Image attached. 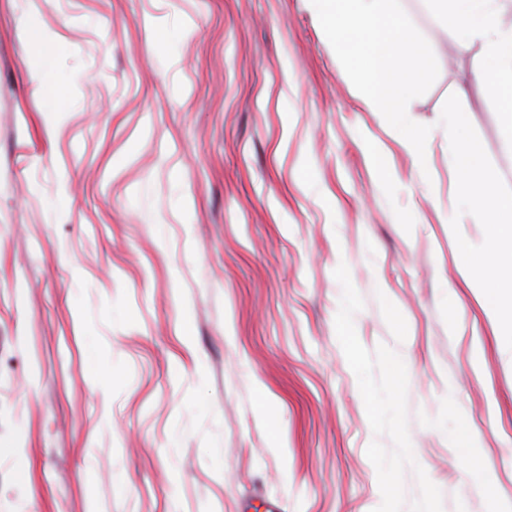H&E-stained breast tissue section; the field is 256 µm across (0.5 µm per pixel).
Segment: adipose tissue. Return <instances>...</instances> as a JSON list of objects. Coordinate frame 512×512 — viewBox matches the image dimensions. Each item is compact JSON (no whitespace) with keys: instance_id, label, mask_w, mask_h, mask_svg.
Returning <instances> with one entry per match:
<instances>
[{"instance_id":"adipose-tissue-1","label":"adipose tissue","mask_w":512,"mask_h":512,"mask_svg":"<svg viewBox=\"0 0 512 512\" xmlns=\"http://www.w3.org/2000/svg\"><path fill=\"white\" fill-rule=\"evenodd\" d=\"M426 7L449 26L463 28L467 44H479L476 78L497 101L503 127L512 136V25L500 22L512 10V0H427ZM448 136L460 159L458 175L470 209L491 226L496 244L495 261L479 284L480 298L497 324L512 332V300L502 291L512 284V200L502 197L482 145L466 136L453 114Z\"/></svg>"}]
</instances>
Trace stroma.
<instances>
[{
	"instance_id": "1",
	"label": "stroma",
	"mask_w": 512,
	"mask_h": 512,
	"mask_svg": "<svg viewBox=\"0 0 512 512\" xmlns=\"http://www.w3.org/2000/svg\"><path fill=\"white\" fill-rule=\"evenodd\" d=\"M401 5L439 68L422 163L303 0H0V512L512 500V357L471 289L491 229L447 111L508 196L512 149L478 45Z\"/></svg>"
}]
</instances>
